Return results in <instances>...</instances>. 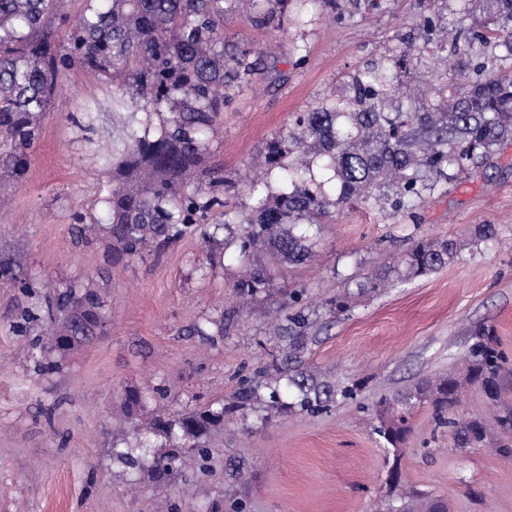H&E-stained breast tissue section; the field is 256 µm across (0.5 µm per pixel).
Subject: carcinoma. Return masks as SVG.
Wrapping results in <instances>:
<instances>
[{
    "label": "carcinoma",
    "mask_w": 512,
    "mask_h": 512,
    "mask_svg": "<svg viewBox=\"0 0 512 512\" xmlns=\"http://www.w3.org/2000/svg\"><path fill=\"white\" fill-rule=\"evenodd\" d=\"M62 0H0V179L21 181L42 136L44 114L74 69L90 71L117 88L116 106L128 113L120 143L100 164L112 168V183L102 202L112 257L137 259L197 232L209 244V265H224L225 250L235 247L243 263L234 292L255 299L273 290L275 271L308 264L314 238L333 209L358 200L391 217L413 210L427 194L472 164L487 160L502 141L512 139V69L467 80L437 98L404 96L389 67L378 65L353 77V108L326 99L296 116L286 135L264 147L262 186L252 188L246 212L228 209L224 170L210 164L212 138L230 89L258 74L250 48L224 39V0H85L73 20L60 12ZM253 21L283 29L288 0H251ZM484 22L459 30L457 38L485 45L506 31L512 58V0H485ZM404 96L405 109L391 112L387 99ZM332 173L340 186L327 196L313 165ZM275 169L286 176L273 186ZM223 216L211 222L214 215ZM239 227L224 236L230 225ZM458 254L452 239L417 240L395 265L384 267L327 298L318 307L306 289L288 291L282 313L268 324V359L236 375L224 399L199 405L175 417L157 415L136 429V442L112 446V460L134 472L145 471L159 486L168 484L187 462L201 469L211 458L210 438L226 425L245 429L288 416L318 417L337 402L366 409L364 381L335 380L312 367L311 347L318 341L322 316L351 310L355 297L386 287L391 275L402 281L424 277ZM18 294L34 302L13 323L43 321L51 336L43 353L63 355L100 337L107 303L92 280L73 282L41 297L43 285L12 275ZM197 336L224 335V314L204 317ZM482 392L490 418L459 412L464 391ZM512 361L493 330H471L461 372L418 379L393 400L375 405L379 441L391 451V498L386 512H448L439 496L409 489L399 461L411 431L408 414L432 407L440 427L452 431L459 448L481 446L512 460ZM149 392L125 390V417L133 421Z\"/></svg>",
    "instance_id": "1"
}]
</instances>
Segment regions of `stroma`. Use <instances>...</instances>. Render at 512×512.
I'll return each mask as SVG.
<instances>
[{
	"mask_svg": "<svg viewBox=\"0 0 512 512\" xmlns=\"http://www.w3.org/2000/svg\"><path fill=\"white\" fill-rule=\"evenodd\" d=\"M455 0H289L284 31L256 26L245 0L224 12V36L242 46L271 47L255 83L236 90L211 147L212 165L229 182L225 198L243 211L252 203L250 165L266 141L284 134L296 113L319 101L346 99L354 75L397 58L414 40L422 16L436 15L424 52L412 53L402 84L418 86L434 59L455 38ZM112 85L81 69L69 73L43 120V134L22 183L4 182L0 257L47 290L103 274L106 333L56 357V369L37 372L30 341L35 324L14 332L25 303L0 278V512H378L389 492L386 452L370 414L340 402L319 417L285 416L246 434L225 429L213 442L208 474L174 476L158 489L110 455L125 388L166 386L169 397L147 401L142 415L179 412L226 397L244 365L265 360V321L281 312L274 294L236 304L238 259L226 252L210 268L198 235L163 254L134 260L105 257L103 187L123 113L114 111ZM82 214L92 232L76 241ZM493 224L498 239L473 244L475 225ZM420 238L460 240L453 262L437 272L358 298L347 314L330 318L309 361L336 378L364 380L363 400L392 397L415 379L461 366L472 326L494 327L512 357V140L486 163L469 167L407 214L386 218L361 202L339 207L322 225L314 261L289 282L318 305ZM231 314L222 337L188 330L215 309ZM400 461L403 479L445 498L448 512H512V461L484 448L456 447L436 426L428 406L411 417Z\"/></svg>",
	"mask_w": 512,
	"mask_h": 512,
	"instance_id": "1",
	"label": "stroma"
}]
</instances>
